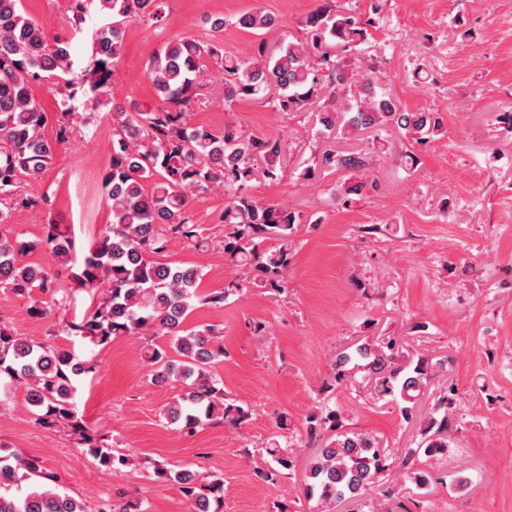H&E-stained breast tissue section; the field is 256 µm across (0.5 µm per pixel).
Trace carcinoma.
I'll list each match as a JSON object with an SVG mask.
<instances>
[{
  "label": "carcinoma",
  "instance_id": "obj_1",
  "mask_svg": "<svg viewBox=\"0 0 512 512\" xmlns=\"http://www.w3.org/2000/svg\"><path fill=\"white\" fill-rule=\"evenodd\" d=\"M111 22L95 36L92 55L81 79L74 78L69 42L50 38L30 17L22 14L18 0H0V224L11 218L25 198L9 205L20 180H36L52 163L60 145L69 142L70 127L58 124L46 139L39 131L46 113L35 103L32 84L53 81L63 102L78 95L98 106L112 105V160L102 183L112 211L108 225L83 256L75 280L87 289H104L100 304L87 319L68 324V332L88 336L106 346L120 336H146L143 359L157 383L175 380L181 393L163 409L164 418L182 430L217 418L234 425L246 419L242 407L227 402L222 380L214 366L224 358L220 331L213 325L187 330L184 322L203 299L199 293L201 271L174 261H162L170 239H179L200 251L208 247L204 226L190 210V197L214 187L228 195L221 216L224 223V259L239 271L238 279L208 303L221 304L229 295L253 284L282 290L288 287L295 225L306 217L279 205L263 203L242 193L258 176L275 180L287 164L285 139L247 136L227 124L214 133L191 124V104L200 102L207 63L224 71V102L262 99L280 112L315 113L318 132L334 140L350 141L384 129L405 140L424 145L439 135L443 120L436 112H410L390 92H377L379 75L363 66L355 51L371 37L372 17L360 18L327 8L308 19L305 35L284 33L275 48L264 39L240 57L224 51L219 41L201 43L179 36L165 43L147 63V76L164 107L126 106L113 102L112 67L123 51L126 24L136 20L154 24L164 0H70L72 26L85 20L88 5ZM248 30H272L277 19L252 11L238 19ZM347 172L349 177L332 188L335 198L347 204L367 187L366 163L357 151L326 150L301 171L315 181L326 171ZM268 248H261L267 241ZM68 262L74 240L58 224L46 225L38 242L19 241L0 234V286L29 299L27 312L44 319L60 306L56 282L47 270L25 263L21 257L41 247ZM168 338L164 347L154 343ZM335 382L361 370L376 381L378 393L400 406L402 415L420 422V446L399 458L400 467L418 487L427 485L420 457L448 451V388L439 392L435 410L440 415L420 416L416 404L430 379L445 368L444 362L420 355L399 361L393 346L361 343L340 351L334 359ZM93 366L73 352L19 337L0 322V385L19 383L38 409L44 427L65 425L86 443L90 437L77 417L73 402L77 380ZM307 434L318 444L304 474L305 493L317 497L324 512L336 504L358 498L381 486L391 465L390 455L367 433L346 429L336 412L307 417ZM266 453L274 466L266 477H278L293 467L288 449L272 436ZM98 463L116 471L129 462L110 448L92 447ZM156 476L178 484L189 512H224V474L202 475L188 468L171 470L160 464ZM0 512H88L85 504L59 490L56 476L42 461L0 447ZM97 512H146L142 502L105 501Z\"/></svg>",
  "mask_w": 512,
  "mask_h": 512
}]
</instances>
